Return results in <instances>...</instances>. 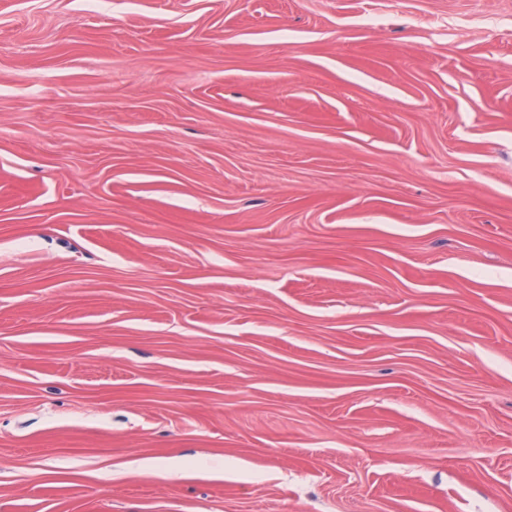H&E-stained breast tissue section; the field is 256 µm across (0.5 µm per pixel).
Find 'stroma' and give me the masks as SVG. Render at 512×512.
Instances as JSON below:
<instances>
[{
  "mask_svg": "<svg viewBox=\"0 0 512 512\" xmlns=\"http://www.w3.org/2000/svg\"><path fill=\"white\" fill-rule=\"evenodd\" d=\"M0 512H512V0H0Z\"/></svg>",
  "mask_w": 512,
  "mask_h": 512,
  "instance_id": "1",
  "label": "stroma"
}]
</instances>
